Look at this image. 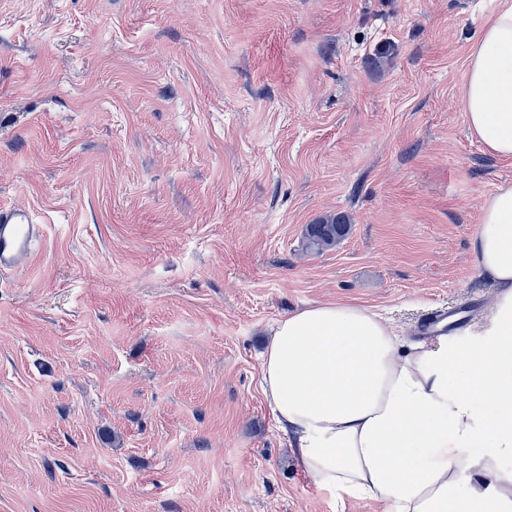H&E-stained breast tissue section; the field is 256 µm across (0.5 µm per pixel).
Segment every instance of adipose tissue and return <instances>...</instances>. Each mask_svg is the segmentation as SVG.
Returning <instances> with one entry per match:
<instances>
[{
  "instance_id": "ef3b65f1",
  "label": "adipose tissue",
  "mask_w": 512,
  "mask_h": 512,
  "mask_svg": "<svg viewBox=\"0 0 512 512\" xmlns=\"http://www.w3.org/2000/svg\"><path fill=\"white\" fill-rule=\"evenodd\" d=\"M471 134L512 158V0L474 42L462 90ZM498 288L485 337L410 342L377 312L315 304L280 319L262 392L315 486L383 512H512V184L482 203L471 242Z\"/></svg>"
}]
</instances>
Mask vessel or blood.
I'll return each mask as SVG.
<instances>
[{"mask_svg": "<svg viewBox=\"0 0 512 512\" xmlns=\"http://www.w3.org/2000/svg\"><path fill=\"white\" fill-rule=\"evenodd\" d=\"M43 239V227L22 205H0V272L33 260Z\"/></svg>", "mask_w": 512, "mask_h": 512, "instance_id": "b4317fda", "label": "vessel or blood"}]
</instances>
